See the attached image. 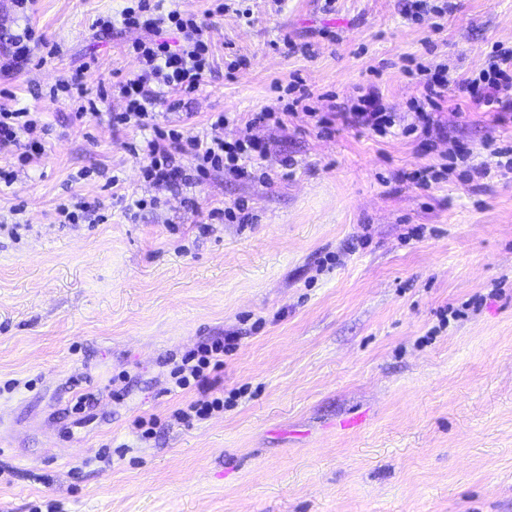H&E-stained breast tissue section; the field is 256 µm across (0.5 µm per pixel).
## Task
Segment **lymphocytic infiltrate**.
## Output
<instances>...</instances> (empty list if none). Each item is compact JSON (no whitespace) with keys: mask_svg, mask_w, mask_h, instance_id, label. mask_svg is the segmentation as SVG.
<instances>
[{"mask_svg":"<svg viewBox=\"0 0 512 512\" xmlns=\"http://www.w3.org/2000/svg\"><path fill=\"white\" fill-rule=\"evenodd\" d=\"M120 23L128 29H142L146 38L136 40L133 53L137 71L118 85L125 100L124 111L110 113L113 127L152 129L151 138L143 144H129L132 156L142 163L144 179L155 186H198L214 171L233 176L246 172V163L260 164L267 149L250 135L227 141L185 134L180 126H159V108L168 102L170 92L192 94L198 91L212 72L206 21L179 10L162 11L158 0H129L120 12ZM423 77L424 109L416 117L430 124L432 109L447 100L451 89L468 95L470 100L488 112H512V50H496L489 54L478 74L454 83L445 65L420 67ZM344 123L386 135L395 119L385 112L376 87H368L358 103L342 113ZM51 128L40 113L25 108L0 110V155L16 156L22 165L41 157ZM191 158L190 168H183L182 158ZM224 340L200 343L185 354L171 378L176 389L203 387L211 373L224 366Z\"/></svg>","mask_w":512,"mask_h":512,"instance_id":"f902f5d3","label":"lymphocytic infiltrate"}]
</instances>
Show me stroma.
<instances>
[{"label": "stroma", "instance_id": "obj_1", "mask_svg": "<svg viewBox=\"0 0 512 512\" xmlns=\"http://www.w3.org/2000/svg\"><path fill=\"white\" fill-rule=\"evenodd\" d=\"M453 2L416 19L406 0L212 17L213 72L172 119L271 151L262 174L159 192L127 150L144 130L76 121L48 95L80 69L123 111L111 88L144 33L95 22L124 0H0V42L28 27L60 48L0 75V106L53 128L0 194V225L22 227L0 233V512H512V112L457 96L430 132L404 131L421 101L410 68L461 79L512 48V0ZM298 79L314 96L296 110ZM367 84L396 117L386 135L333 116ZM267 109L279 120L251 125ZM215 112L234 120L211 126ZM75 195L96 211L58 223ZM122 196L158 203L132 217ZM241 202L248 223H210ZM223 336L239 339L217 374L232 401L178 422L199 394L171 370ZM79 392L94 397L82 413Z\"/></svg>", "mask_w": 512, "mask_h": 512}]
</instances>
